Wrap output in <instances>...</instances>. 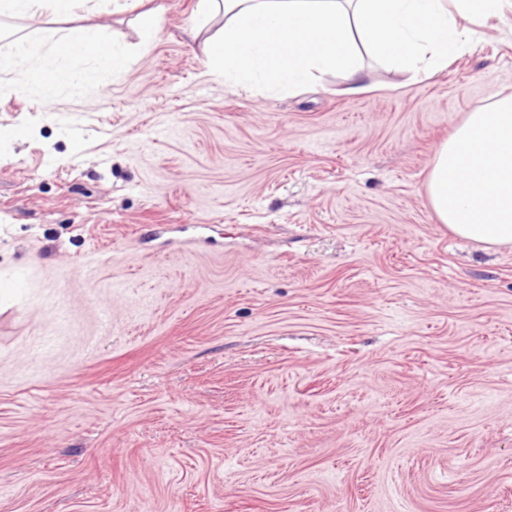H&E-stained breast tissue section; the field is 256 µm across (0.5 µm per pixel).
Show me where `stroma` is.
<instances>
[{"mask_svg": "<svg viewBox=\"0 0 512 512\" xmlns=\"http://www.w3.org/2000/svg\"><path fill=\"white\" fill-rule=\"evenodd\" d=\"M125 75L0 91V512H512V247L424 195L512 95V13L422 80L230 90L197 0Z\"/></svg>", "mask_w": 512, "mask_h": 512, "instance_id": "35a3bbf8", "label": "stroma"}]
</instances>
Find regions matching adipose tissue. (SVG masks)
<instances>
[{
  "label": "adipose tissue",
  "mask_w": 512,
  "mask_h": 512,
  "mask_svg": "<svg viewBox=\"0 0 512 512\" xmlns=\"http://www.w3.org/2000/svg\"><path fill=\"white\" fill-rule=\"evenodd\" d=\"M81 0H0V17L34 22L70 14ZM512 0H198L191 36L215 16L222 30L204 43L207 73L231 89L291 94L326 73L363 89V55L430 78L471 49L479 28L503 20ZM76 59L92 69H74ZM126 46L92 26L21 35L0 54V73L18 72L52 100L58 86L78 88L97 74L121 76ZM425 198L439 223L483 250L512 247V96L469 113L437 145Z\"/></svg>",
  "instance_id": "1"
}]
</instances>
